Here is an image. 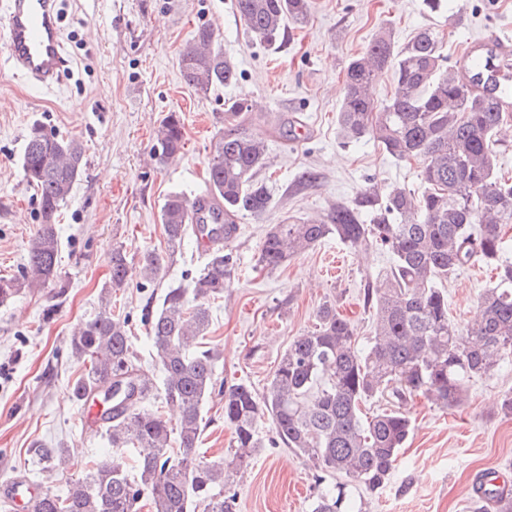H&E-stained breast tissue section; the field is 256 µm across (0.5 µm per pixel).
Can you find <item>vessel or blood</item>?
Segmentation results:
<instances>
[{
    "instance_id": "b4317fda",
    "label": "vessel or blood",
    "mask_w": 512,
    "mask_h": 512,
    "mask_svg": "<svg viewBox=\"0 0 512 512\" xmlns=\"http://www.w3.org/2000/svg\"><path fill=\"white\" fill-rule=\"evenodd\" d=\"M4 46L15 73L32 86L53 88L66 66L57 22L56 0H5ZM468 87L501 108L512 107L504 89L512 84V37L493 32L468 41L457 61Z\"/></svg>"
}]
</instances>
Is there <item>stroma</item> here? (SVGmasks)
<instances>
[{
	"label": "stroma",
	"instance_id": "obj_1",
	"mask_svg": "<svg viewBox=\"0 0 512 512\" xmlns=\"http://www.w3.org/2000/svg\"><path fill=\"white\" fill-rule=\"evenodd\" d=\"M59 8L69 68L55 90L32 91L0 46V277L22 279L27 243L39 225L38 202L21 177L28 128L39 123L70 133L86 148L85 172L62 210L58 281L21 289L0 306V512H7L3 497L11 481L59 492L82 476L87 457L106 451L105 434L81 421L72 389L84 365L68 342L101 310L113 249L126 251L134 264L145 251L164 249L160 210L167 195L204 190L225 100L248 96L264 109L252 129L268 144L270 166L258 177L271 210L239 218L231 283L211 305L205 343L220 358L218 392L202 412L201 448L210 460L230 451L221 390L240 382L263 389L292 340L315 326L322 304L334 303L353 323L358 343L371 334L364 292L392 264L384 248L357 255L330 236L281 267L258 265L269 225L288 217L327 219L336 202L351 200L371 180L420 187L416 165L396 161L372 140L339 138L348 61L383 27L399 46L433 29L451 59L467 39L512 30V0H443L436 11L423 0H311L307 24L290 29L274 48L252 42L235 0H61ZM201 25L238 62L237 85L203 93L183 81L178 53ZM170 112L180 114L187 141L182 158L162 165L150 154L154 131ZM301 125L306 134L298 133ZM306 172L314 178L305 183ZM206 261L196 240L185 241L160 281L135 275L112 296V313L127 318L137 363L155 385L146 409L160 406L164 392L144 315L166 288L186 284L187 273ZM496 283L495 271L480 262L457 271L446 284L449 318L460 326L473 322L479 294ZM509 393L512 360L471 383L463 407L445 410L414 398L406 408L408 442L385 483L367 495V512H480L476 491L485 472L512 483V415L502 408ZM258 436L263 446L236 483L235 512H310L334 479L316 483L304 458L274 443L270 421L259 423ZM45 448L73 449V465L45 474Z\"/></svg>",
	"mask_w": 512,
	"mask_h": 512
}]
</instances>
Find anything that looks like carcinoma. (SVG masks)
Instances as JSON below:
<instances>
[{"instance_id":"carcinoma-1","label":"carcinoma","mask_w":512,"mask_h":512,"mask_svg":"<svg viewBox=\"0 0 512 512\" xmlns=\"http://www.w3.org/2000/svg\"><path fill=\"white\" fill-rule=\"evenodd\" d=\"M252 40L271 47L286 28L300 26L310 0H235ZM448 57L430 29H422L398 49L381 28L367 48L346 66L338 111L341 138H370L392 158L421 164V189L384 187L369 182L355 198L338 202L325 222L284 219L266 232L259 265L277 268L307 252L326 237L355 252L381 243L391 253L388 273L368 285L365 304L372 309L373 335L360 348L355 328L325 304L314 329L296 337L282 355L264 392L238 383L224 393V423L231 431V459L205 462L199 457L202 407L214 389L218 351L198 349L208 334L210 303L224 294L233 268L235 221L262 215L270 207L267 187L256 174L268 164L263 137L246 132L261 107L247 97L224 101V129L208 165L207 192L224 204V223H191V201L172 193L161 207L166 249L147 251L141 279L157 281L170 258L190 237L214 242L209 259L191 277V289L171 286L160 307L147 314V333L163 374L164 403L174 408L176 424L162 409L136 405L153 393L149 375L135 363L128 321L112 316V292L132 276L126 254L112 252L109 287L102 290L103 311L70 339L73 357L87 365L73 388L80 400L112 394L97 422L112 447L106 460L85 463V474L66 494L44 490L31 512H233L236 478L250 466L262 442L259 422H271L276 437L309 461L317 472L339 475L370 491L381 487L406 444L412 422L405 406L422 395L434 405L456 408L466 401V385L490 375L512 358V246L502 227L512 224V183L497 174L495 145L509 113L499 112L468 90L448 69ZM184 82L199 91L238 83V66L201 25L184 43L178 58ZM392 69L394 89L378 104L370 87L378 72ZM153 159H179L186 134L179 115L169 113L156 132ZM85 168L78 138L35 123L27 131L21 159L23 181L38 200L39 227L27 247L24 285L43 288L58 279V224L62 207ZM482 262L497 270L498 283L479 297L480 319L464 328L448 318V293L442 288L456 271ZM21 289L0 278V306ZM376 396L392 408L362 417L361 406ZM130 453L134 466L127 467ZM47 470L71 463L69 451L46 448ZM485 474V505L512 512V492ZM311 512H362L348 484L320 494Z\"/></svg>"}]
</instances>
